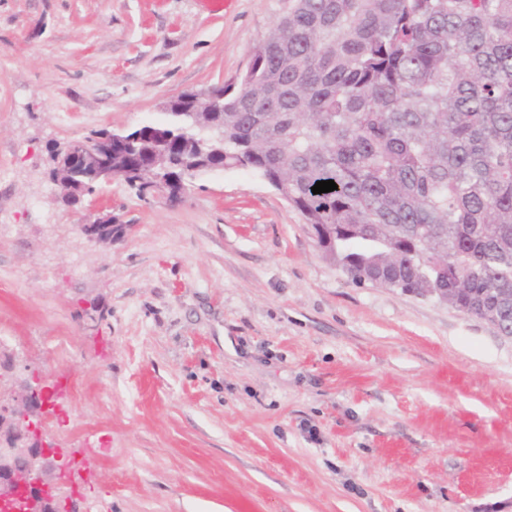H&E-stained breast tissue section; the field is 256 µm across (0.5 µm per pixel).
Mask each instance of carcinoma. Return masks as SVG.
<instances>
[{
  "label": "carcinoma",
  "mask_w": 512,
  "mask_h": 512,
  "mask_svg": "<svg viewBox=\"0 0 512 512\" xmlns=\"http://www.w3.org/2000/svg\"><path fill=\"white\" fill-rule=\"evenodd\" d=\"M209 89L115 150L130 180L158 134L175 186L250 170L352 283L453 288L512 336V0H281L241 86Z\"/></svg>",
  "instance_id": "carcinoma-1"
}]
</instances>
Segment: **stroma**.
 I'll list each match as a JSON object with an SVG mask.
<instances>
[{
    "label": "stroma",
    "mask_w": 512,
    "mask_h": 512,
    "mask_svg": "<svg viewBox=\"0 0 512 512\" xmlns=\"http://www.w3.org/2000/svg\"><path fill=\"white\" fill-rule=\"evenodd\" d=\"M278 0H0V351L78 512H512V337L356 285L242 168L65 204L48 152L245 73ZM129 227L107 244L83 224Z\"/></svg>",
    "instance_id": "35a3bbf8"
}]
</instances>
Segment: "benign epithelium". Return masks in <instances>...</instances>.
Wrapping results in <instances>:
<instances>
[{"label": "benign epithelium", "instance_id": "benign-epithelium-1", "mask_svg": "<svg viewBox=\"0 0 512 512\" xmlns=\"http://www.w3.org/2000/svg\"><path fill=\"white\" fill-rule=\"evenodd\" d=\"M124 139L118 132L104 131L92 137L71 140L58 149L50 176L61 197L77 202L85 194V182L71 176L77 167L107 186L123 173L112 167V144ZM152 197L163 196L171 204L181 201L173 195L171 183L161 175L148 186ZM130 225L116 224L106 215L91 224L82 225L83 233L92 241L107 242L122 238ZM53 406L50 387L25 384L10 398L0 397V512H69L64 495L49 480L58 471L64 481L69 467L56 464L60 449L44 442L40 434L42 417Z\"/></svg>", "mask_w": 512, "mask_h": 512}]
</instances>
